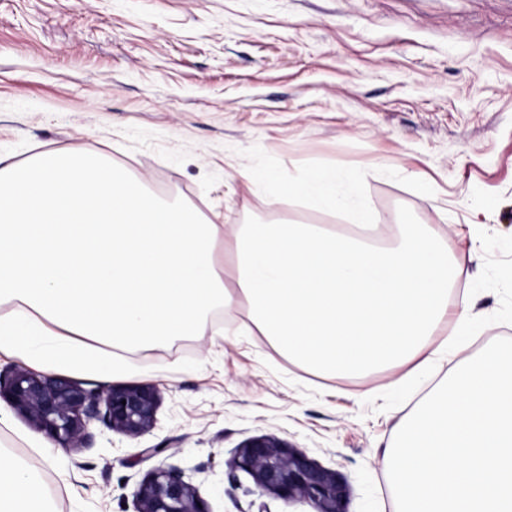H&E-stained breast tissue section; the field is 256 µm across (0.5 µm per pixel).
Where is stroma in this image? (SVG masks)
I'll return each instance as SVG.
<instances>
[{
	"mask_svg": "<svg viewBox=\"0 0 512 512\" xmlns=\"http://www.w3.org/2000/svg\"><path fill=\"white\" fill-rule=\"evenodd\" d=\"M60 148L223 225L348 224L296 192L334 170L372 208L374 240L425 225L462 272L432 338L458 343L428 365L323 377L242 331L239 304L125 353L116 383L159 395L143 435L94 421L84 447L34 448L8 413L0 445L38 469L55 512H136L158 467L210 512H304L235 468L257 436L338 472L348 512H396V432L437 382L512 338V0H0V161Z\"/></svg>",
	"mask_w": 512,
	"mask_h": 512,
	"instance_id": "1",
	"label": "stroma"
}]
</instances>
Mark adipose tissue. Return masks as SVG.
Segmentation results:
<instances>
[{
    "label": "adipose tissue",
    "mask_w": 512,
    "mask_h": 512,
    "mask_svg": "<svg viewBox=\"0 0 512 512\" xmlns=\"http://www.w3.org/2000/svg\"><path fill=\"white\" fill-rule=\"evenodd\" d=\"M334 172L299 186L368 224ZM453 261L425 230L392 245L323 224L226 227L162 202L98 155L65 149L0 167V352L109 383L123 353L195 335L244 299L280 353L315 372L364 376L420 352L448 314ZM45 484L0 456V512H49Z\"/></svg>",
    "instance_id": "1"
}]
</instances>
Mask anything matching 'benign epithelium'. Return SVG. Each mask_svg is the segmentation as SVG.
Listing matches in <instances>:
<instances>
[{
	"label": "benign epithelium",
	"mask_w": 512,
	"mask_h": 512,
	"mask_svg": "<svg viewBox=\"0 0 512 512\" xmlns=\"http://www.w3.org/2000/svg\"><path fill=\"white\" fill-rule=\"evenodd\" d=\"M0 401L64 448H81L88 424L99 420L112 431L138 436L156 423L159 396L148 384L87 389L82 383L47 377L16 368L0 374ZM236 467L249 474L256 488L312 512H347V484L305 453L269 436L249 440L239 451ZM136 512H210L196 489L175 468L149 473L136 492Z\"/></svg>",
	"instance_id": "obj_1"
}]
</instances>
